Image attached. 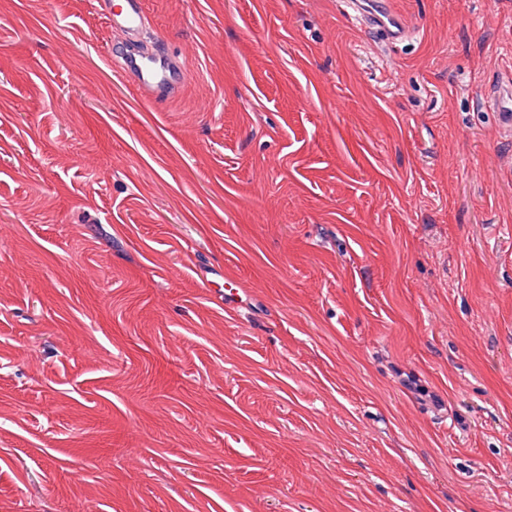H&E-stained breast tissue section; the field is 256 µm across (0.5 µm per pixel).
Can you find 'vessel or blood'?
<instances>
[{
	"label": "vessel or blood",
	"instance_id": "1",
	"mask_svg": "<svg viewBox=\"0 0 512 512\" xmlns=\"http://www.w3.org/2000/svg\"><path fill=\"white\" fill-rule=\"evenodd\" d=\"M106 19L121 39L112 55L120 70L135 85L141 97L150 102L176 99L186 82L183 59L168 53L163 44L149 49L137 48L136 42L149 22L145 0H103ZM350 17L362 29L395 44L410 39L413 29L392 8L391 0H348ZM482 109L499 113L501 126L512 132V73L492 80L481 100Z\"/></svg>",
	"mask_w": 512,
	"mask_h": 512
}]
</instances>
